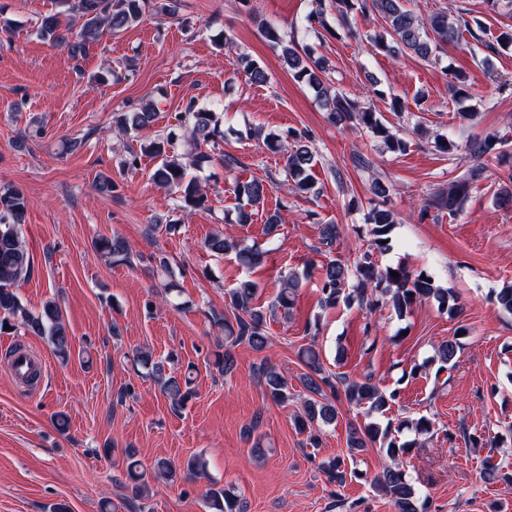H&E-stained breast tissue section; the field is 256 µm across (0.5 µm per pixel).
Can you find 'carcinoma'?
Returning a JSON list of instances; mask_svg holds the SVG:
<instances>
[{
  "instance_id": "obj_1",
  "label": "carcinoma",
  "mask_w": 512,
  "mask_h": 512,
  "mask_svg": "<svg viewBox=\"0 0 512 512\" xmlns=\"http://www.w3.org/2000/svg\"><path fill=\"white\" fill-rule=\"evenodd\" d=\"M404 2L334 0L335 9L343 20L355 8L362 12H377L386 27L383 33L374 37L373 44L377 50L392 56H416L429 61L434 56L433 46H456L464 33L471 32L470 20L462 14L450 18L448 12L441 11L426 21L407 9ZM55 5V10L41 16L38 33L45 40L67 47L70 55L76 58L87 54L90 47L104 37L121 33L139 22L148 7V0H55ZM256 22L265 37L280 47L283 65L293 78L317 91L331 123L350 124L360 132L382 139L386 148L393 151L401 147V140L381 122L372 108L337 90L332 92L328 89L323 78L327 73L326 61L309 55L301 56L281 37L271 21L258 18ZM430 32L433 33L431 37L428 36ZM239 60L251 84L263 86L269 82L266 70L248 55H239ZM155 118L156 113L149 104L131 112L113 113V123L123 133L146 130L152 126ZM176 120L180 127H191L195 151L190 166L203 168L204 164L212 161V156L201 150L200 143L216 146L224 140V131L221 130L222 113L191 101L185 111L176 116ZM174 138L175 133L171 130L163 137L158 135L144 140L140 143V152L131 153L125 165L129 169L136 168L142 155L159 159L151 174L152 181L159 187L175 191L180 208L190 212L205 206L207 195L199 179L188 174L187 165L175 154ZM268 139L271 145L285 154L286 175L296 191L310 192L314 187L311 174L314 148L311 137L304 132L288 131L283 136L272 134ZM504 147L503 139L487 135L471 142L468 151L475 158L495 154L502 160L507 158L512 161V152H506ZM482 175L483 168L479 166L467 169L448 187L437 192L435 205L450 214L459 212L468 198L469 185L481 180ZM372 186L373 194L380 198V202L375 204L369 216L372 236L370 248L352 266L336 259L321 266V305L330 309L341 300L347 304L355 302L371 314L384 307L403 319L417 305L434 300L449 313H457L460 310L458 296L437 284L431 274L403 267H388L383 271L377 268L374 251L388 248L386 240L390 239L395 219L392 210L387 208L389 187L379 179L373 180ZM234 192L245 205L257 209L265 201L266 186L263 181L253 179L236 183ZM28 207V198L21 190H0V331L6 326L12 328L18 325L29 334L43 336L55 357L67 362L71 359L73 338L58 304L47 301L40 310H31L18 293L20 283L29 279L34 271L33 258L22 237ZM204 247L216 254H232L247 268L259 265L264 255L257 248L241 247L221 235L206 240ZM94 248L100 256L114 262L124 260L128 253L127 243L118 237H100L95 240ZM394 272L399 273V276H392ZM299 284V274L294 271L289 273L282 280L273 302L264 308L257 304L258 284L249 279L242 280L225 293V310L211 312L210 321L214 326L224 329V343L229 346L246 344L257 352L264 351L269 345L266 314L279 310L288 314L294 305ZM458 349L459 343L455 339L438 345L437 357L441 367L446 368L454 362ZM136 358L141 367L147 369L146 376L168 400L171 410L175 413L186 410L195 396L191 387L192 370H187L183 376L170 372L163 361L153 360L152 354L147 351H138ZM301 359L306 368V372L300 376L305 394L294 423L300 431H309L308 440L315 448L320 444V427L331 425L337 420L336 403L344 400L351 407L364 409L370 416L386 413L398 399L397 391L388 392L380 388L369 376L359 380L350 379L326 369L319 353L312 347L302 351ZM256 381L262 387L265 398L277 405H286L295 398L288 380L268 362L260 367ZM405 429L413 432L415 439L401 440L399 434ZM428 435H433V424L424 415L401 420L395 426L390 422L383 427L376 422H369L348 431L349 455L376 446L390 459V465L373 477V485L389 499L394 512H428L429 499L418 495L403 466V458L416 445V438ZM320 470L329 483L339 487L346 484L347 476H358L355 471H347L345 459L341 456L322 462ZM126 473L131 496L138 500L149 496L150 480L172 483L177 476L176 470L165 459L157 460L150 470L144 468L130 449L126 451ZM204 502L212 512H244L240 495L229 487H218L214 483L205 491Z\"/></svg>"
}]
</instances>
